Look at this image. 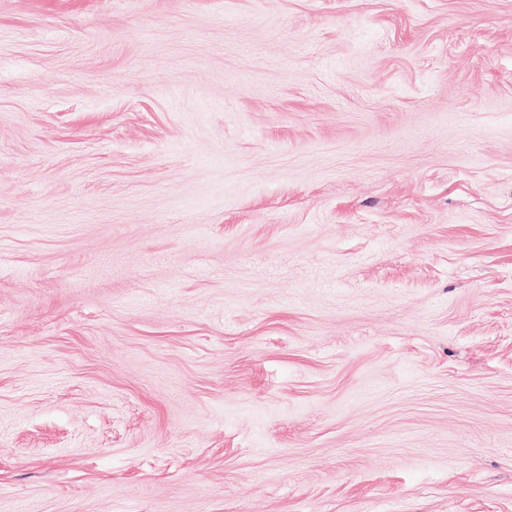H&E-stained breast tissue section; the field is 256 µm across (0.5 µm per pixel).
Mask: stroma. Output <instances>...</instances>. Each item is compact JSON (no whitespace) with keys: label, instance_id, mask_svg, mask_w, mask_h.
Listing matches in <instances>:
<instances>
[{"label":"stroma","instance_id":"obj_1","mask_svg":"<svg viewBox=\"0 0 512 512\" xmlns=\"http://www.w3.org/2000/svg\"><path fill=\"white\" fill-rule=\"evenodd\" d=\"M0 512H512V0H0Z\"/></svg>","mask_w":512,"mask_h":512}]
</instances>
